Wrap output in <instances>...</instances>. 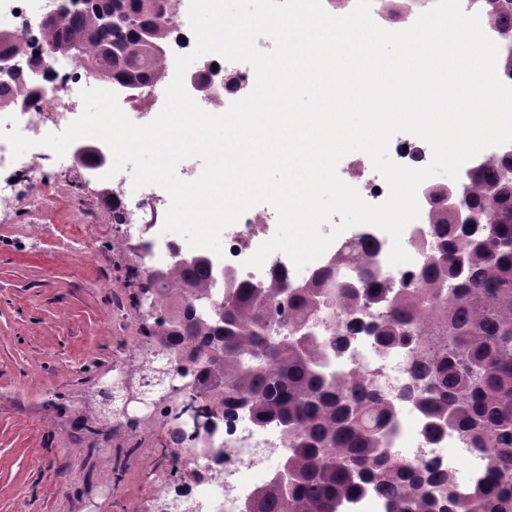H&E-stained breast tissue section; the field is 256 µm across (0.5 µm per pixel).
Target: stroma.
<instances>
[{
	"mask_svg": "<svg viewBox=\"0 0 512 512\" xmlns=\"http://www.w3.org/2000/svg\"><path fill=\"white\" fill-rule=\"evenodd\" d=\"M38 175V213L0 207V512H151L165 419L101 440L79 417L145 356L130 272L148 261L88 170L47 158Z\"/></svg>",
	"mask_w": 512,
	"mask_h": 512,
	"instance_id": "1",
	"label": "stroma"
}]
</instances>
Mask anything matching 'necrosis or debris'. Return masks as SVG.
Wrapping results in <instances>:
<instances>
[{
  "label": "necrosis or debris",
  "mask_w": 512,
  "mask_h": 512,
  "mask_svg": "<svg viewBox=\"0 0 512 512\" xmlns=\"http://www.w3.org/2000/svg\"><path fill=\"white\" fill-rule=\"evenodd\" d=\"M65 5L69 13L84 11L86 0H0V44L20 41L25 46V63L19 73L9 79V86L36 85L38 94L28 104L1 106L0 119L4 120L5 130H19L25 137L35 140L64 130L77 114L69 103L71 99L87 89L85 69L79 63L62 59L46 69L44 76H34L31 62L37 61V45L41 38L39 31H24L22 21L34 12H47ZM210 64L215 65L213 77L219 89V99L210 98L206 92L192 91L191 96L198 105L208 111H215L219 103L236 101L249 94L255 81L253 68L241 61H230L212 53ZM112 200L115 207L125 215L140 212L142 203L153 204L160 213L167 212L171 199L166 190L155 188L143 192L129 183L124 174L112 178ZM420 217L410 223L402 234V245L410 255L409 263L393 266L388 261L391 239L382 230H374L378 243L373 266L380 277L400 279L402 275L420 269L425 264L429 246L424 245L421 228L429 222L430 201L426 195H419ZM276 214L250 209L237 222L227 227L221 235L222 257L218 264L224 269L225 278L235 280L265 281L281 274L290 279L306 278L317 266H324L335 256V249H328L315 265L296 269L291 259L284 253L268 257L261 268L246 267L245 261L261 245L267 226L277 223ZM403 353L396 350L379 352L371 336L357 331L350 338L347 349L328 352L321 361L322 372L329 377L342 376L354 371H380L385 383L405 382L406 373L402 363ZM424 420L412 405L403 404L398 408L387 442L389 455L403 463L421 464L433 462L445 470L455 472L465 470L466 479L459 483V490L478 481L488 480L483 455L453 431L443 432L436 440H427L423 435ZM215 435L218 446L207 454H199L197 449L184 448L182 454L189 458L194 469L220 470L224 473V484L215 487L207 480L197 481L189 497L208 506L209 496L214 489H221L224 497L223 512H239L242 502L254 494L275 470L278 461L286 450L284 438L279 429L273 426H256L247 414H239L236 419L217 428Z\"/></svg>",
  "instance_id": "obj_1"
}]
</instances>
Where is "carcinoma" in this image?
I'll return each mask as SVG.
<instances>
[{"instance_id": "carcinoma-1", "label": "carcinoma", "mask_w": 512, "mask_h": 512, "mask_svg": "<svg viewBox=\"0 0 512 512\" xmlns=\"http://www.w3.org/2000/svg\"><path fill=\"white\" fill-rule=\"evenodd\" d=\"M487 26L512 38V0H477ZM169 0H95L79 15L60 10L41 29L42 46L78 45L74 60L104 81L144 88L163 82L170 44ZM466 224H481L478 239L460 240L456 212L430 215L428 264L393 286L374 271L378 249L369 234L336 253L330 268L297 288L274 276L258 292L251 281L224 289V312L200 315L194 304L212 291L209 267H170L153 285L155 306L178 304L143 331L149 350L165 347L175 363L205 361L196 404L214 423L246 410L258 426L277 427L288 453V486L269 479L253 495L254 512H340L351 496L378 492L388 512H512V153L486 157L460 190ZM337 328L317 336L305 327L320 310ZM354 321L383 352L401 349L410 382L385 389L378 373L326 377L327 349L344 348L343 324ZM408 401L432 440L450 429L485 452L497 482L458 492L455 474L412 467L385 451L400 403ZM162 458L179 470L174 449L186 428L168 420Z\"/></svg>"}]
</instances>
